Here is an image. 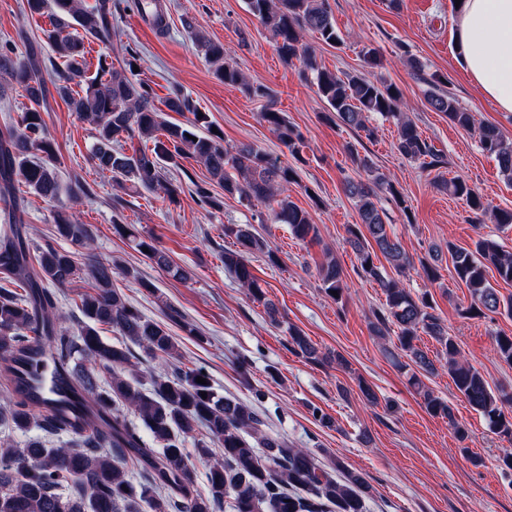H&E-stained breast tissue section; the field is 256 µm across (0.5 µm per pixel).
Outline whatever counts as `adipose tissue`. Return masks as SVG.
<instances>
[{
    "mask_svg": "<svg viewBox=\"0 0 512 512\" xmlns=\"http://www.w3.org/2000/svg\"><path fill=\"white\" fill-rule=\"evenodd\" d=\"M456 44L475 86L512 112V0H464Z\"/></svg>",
    "mask_w": 512,
    "mask_h": 512,
    "instance_id": "obj_1",
    "label": "adipose tissue"
}]
</instances>
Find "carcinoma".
Segmentation results:
<instances>
[{"instance_id": "obj_1", "label": "carcinoma", "mask_w": 512, "mask_h": 512, "mask_svg": "<svg viewBox=\"0 0 512 512\" xmlns=\"http://www.w3.org/2000/svg\"><path fill=\"white\" fill-rule=\"evenodd\" d=\"M137 2L143 17L159 29L165 27L156 0ZM246 4L274 40L282 60L299 62L304 78L316 87L340 123L370 136L373 130L367 121L371 115L392 118L401 155L428 168L444 164L416 123L401 110L402 93L397 85L373 81L361 73L339 74L317 62L314 49L304 42L305 34H316L329 45L341 41L328 0H246ZM24 15L50 18V27L42 29L43 40L62 60V67L47 80L33 47L23 55L13 49L0 52V71L23 88L29 101L0 137V217L9 227L0 237V279L23 290L15 295L0 287V375L12 386L9 404L0 408V424L21 432L34 427L64 432L75 439L49 446L40 438L22 445L0 438V512H218L227 499L232 512H366L370 486L362 474L347 471L344 480L337 481L308 451L265 433L256 409L216 392L202 369L181 368L170 376L157 375L151 388L143 389L128 345L104 340L100 329L110 327L146 356L162 360L181 358L175 337L112 286V265L89 252L93 232L75 215L59 210L54 213V224L60 237L88 250L86 257L80 260L76 252L50 242L31 255L23 199L15 187L19 177L30 193L50 201L63 190L60 156L45 135L42 116L49 83L79 119L94 125L90 160L111 173L122 190L131 185L159 190L174 199L182 186L167 180L165 169L179 168L182 161L191 159L204 167L208 179L223 187L225 194L268 205V213L259 214V223L286 224L297 239L312 241L318 229L310 213L285 196L288 185L296 182V171L251 144L224 145L223 131L212 132L207 113L178 90L171 92L166 106L192 118L186 127L164 120L154 106L152 87L135 78L136 58L125 57L117 64L112 60L109 0H97L93 6L84 0H25ZM87 39L108 49L99 56L93 77L88 75ZM197 46L224 84L243 88L252 99L270 97L265 86L249 83L227 61L223 45L201 37ZM447 85L446 77L430 75L428 107L445 114L453 125L472 130L471 113L447 91ZM261 119L288 147L301 141L283 113L267 107ZM478 134L483 151L495 157L500 172L511 180L512 142L494 124L481 126ZM123 139L137 140L142 146L127 149L121 144ZM349 153L365 176L344 183V192L359 217V223L347 228L346 242L356 253L364 276L385 294V307L372 323L373 333L385 340L397 329V343L384 352L422 396L428 413L448 420L459 441L468 439L467 430L455 421L448 401L424 383V378L438 373V367L416 344L422 334L440 346L448 376L468 404L481 413L489 430L512 440V395L492 390L467 362L448 328L432 312L427 296L414 298L384 266L374 262L381 255L397 272L410 264L401 243L388 230L378 193H388L404 212L407 206L395 185L355 153V147H349ZM436 187L465 198L475 213H488L482 198L465 180L441 178ZM224 236L235 238L240 246L224 251V267L264 307L270 322L279 324L278 308L248 260V255L259 253L275 265L277 254L250 224H226ZM124 238L140 253L148 249L145 257L170 277H188L186 269L174 263L154 239L147 240L132 229ZM448 252L471 297L465 313L512 318V296L501 295L487 278L492 269L501 281L512 283V252L488 237L476 240L472 250L450 245ZM319 278L326 293H342L343 270L335 258L328 256L319 265ZM78 279L88 285V291L81 295L83 319L72 336L58 326L57 299L49 286L65 287ZM288 343L308 360L322 359L310 339L294 326L288 327ZM495 343L499 358L512 365V336L500 334ZM38 348L55 360L59 373L75 380L77 388L70 403H62L55 389L40 397L20 384V371ZM198 377L205 383L196 382ZM130 414L142 421L157 447L146 446L128 421ZM197 427L205 431L197 440V457L212 456L214 446L224 453L223 459L209 467L203 492L196 487L192 459L183 444L184 436ZM120 455L143 466V481L132 480L118 460Z\"/></svg>"}]
</instances>
